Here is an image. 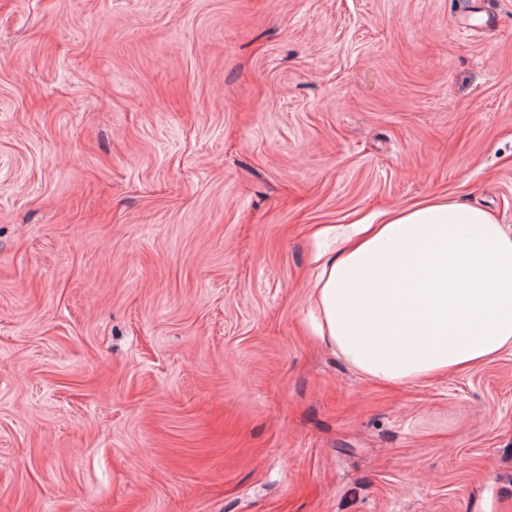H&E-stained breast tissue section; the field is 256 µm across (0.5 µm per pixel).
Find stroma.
<instances>
[{"mask_svg": "<svg viewBox=\"0 0 512 512\" xmlns=\"http://www.w3.org/2000/svg\"><path fill=\"white\" fill-rule=\"evenodd\" d=\"M429 196L512 225V0H0V512H512V354L307 328Z\"/></svg>", "mask_w": 512, "mask_h": 512, "instance_id": "35a3bbf8", "label": "stroma"}]
</instances>
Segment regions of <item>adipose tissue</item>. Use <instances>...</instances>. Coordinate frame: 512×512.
Masks as SVG:
<instances>
[{
    "label": "adipose tissue",
    "mask_w": 512,
    "mask_h": 512,
    "mask_svg": "<svg viewBox=\"0 0 512 512\" xmlns=\"http://www.w3.org/2000/svg\"><path fill=\"white\" fill-rule=\"evenodd\" d=\"M314 333L396 385L512 354V231L441 197L315 234Z\"/></svg>",
    "instance_id": "obj_1"
}]
</instances>
